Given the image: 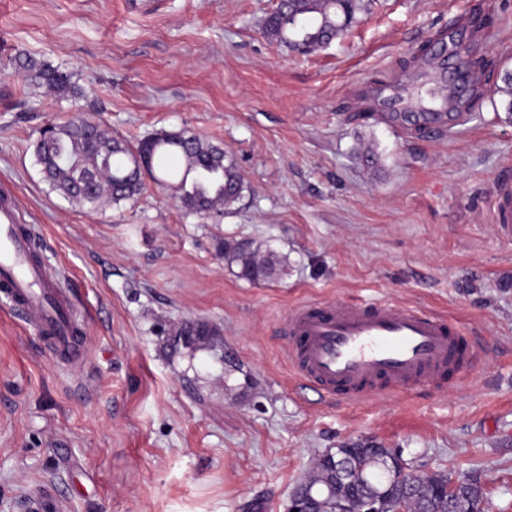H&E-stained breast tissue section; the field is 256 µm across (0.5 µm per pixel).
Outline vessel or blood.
Segmentation results:
<instances>
[{
  "label": "vessel or blood",
  "mask_w": 512,
  "mask_h": 512,
  "mask_svg": "<svg viewBox=\"0 0 512 512\" xmlns=\"http://www.w3.org/2000/svg\"><path fill=\"white\" fill-rule=\"evenodd\" d=\"M456 93L441 92L426 123L443 131ZM499 235L512 238V180L499 182L491 203ZM36 225L9 193H0V298L65 361L83 359L86 340L76 331V306L59 279L32 252ZM288 357L297 375L322 394L351 403L393 397L422 382L452 379L475 355L468 329L457 322L391 304L310 303L284 321Z\"/></svg>",
  "instance_id": "1"
}]
</instances>
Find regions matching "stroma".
<instances>
[{"instance_id":"obj_1","label":"stroma","mask_w":512,"mask_h":512,"mask_svg":"<svg viewBox=\"0 0 512 512\" xmlns=\"http://www.w3.org/2000/svg\"><path fill=\"white\" fill-rule=\"evenodd\" d=\"M276 0H0V189L38 224L87 340L56 360L0 301V512H285L316 458L343 446L478 476L512 512V239L490 201L512 175V0H364L301 55L264 37ZM493 19L474 29L472 9ZM484 56L483 96L437 137L375 113L378 87L431 88L417 50ZM18 54L71 72L77 96L25 86ZM89 111L134 142L186 130L223 147L247 189L188 217L153 182L81 209L33 155L48 123ZM371 151L375 164H363ZM285 257L237 277L218 240ZM391 303L454 318L482 342L463 383L337 404L302 385L282 324L306 302ZM203 338L178 336L185 323Z\"/></svg>"}]
</instances>
